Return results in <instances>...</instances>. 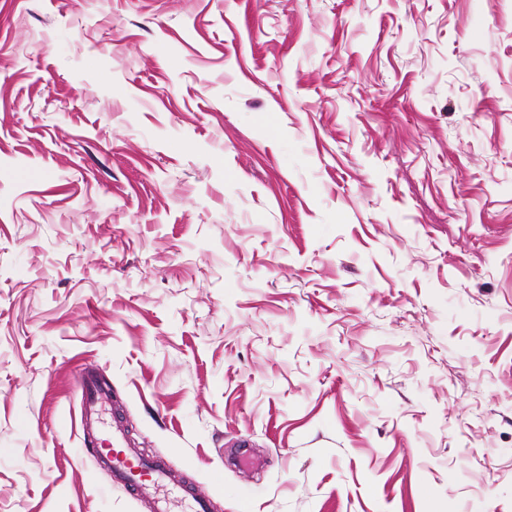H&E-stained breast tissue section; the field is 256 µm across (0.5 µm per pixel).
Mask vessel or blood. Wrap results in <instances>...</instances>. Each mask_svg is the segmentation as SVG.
Returning <instances> with one entry per match:
<instances>
[{"mask_svg": "<svg viewBox=\"0 0 512 512\" xmlns=\"http://www.w3.org/2000/svg\"><path fill=\"white\" fill-rule=\"evenodd\" d=\"M80 393V427L84 439L97 437L99 412L111 398L109 385L96 374L88 372L77 379ZM109 451L98 457L100 467L110 472L113 482L130 489L136 499L150 502L153 512H171L168 499L158 497L157 491L171 478L166 467L157 460L140 456L128 447L120 428H113L108 435Z\"/></svg>", "mask_w": 512, "mask_h": 512, "instance_id": "obj_1", "label": "vessel or blood"}]
</instances>
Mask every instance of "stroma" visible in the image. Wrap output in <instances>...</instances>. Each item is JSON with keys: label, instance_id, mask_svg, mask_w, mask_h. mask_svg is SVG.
<instances>
[{"label": "stroma", "instance_id": "1", "mask_svg": "<svg viewBox=\"0 0 512 512\" xmlns=\"http://www.w3.org/2000/svg\"><path fill=\"white\" fill-rule=\"evenodd\" d=\"M512 512V0H0V512ZM80 393V427L84 441L97 437L99 433V412L102 405L111 398V388L96 374L86 372L77 378ZM107 441L113 448H124L123 453L111 456L110 451H107L101 452L98 457V464L110 472L112 481L130 489L136 499L150 502L153 512H171V502L156 496L160 487L171 482L170 474L163 463L146 459L129 447L118 426L112 427Z\"/></svg>", "mask_w": 512, "mask_h": 512}]
</instances>
